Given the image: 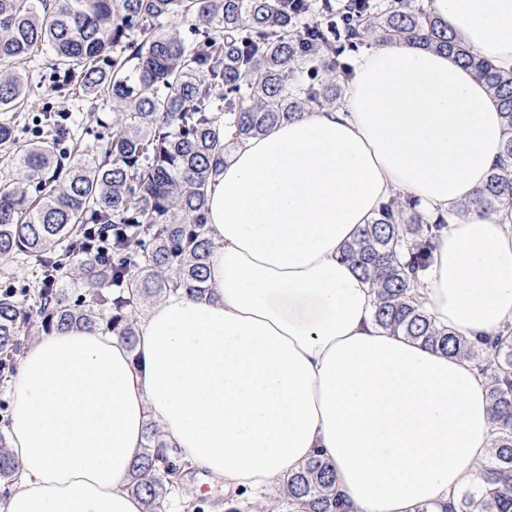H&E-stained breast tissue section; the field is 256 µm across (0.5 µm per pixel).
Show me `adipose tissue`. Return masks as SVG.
<instances>
[{"instance_id": "obj_1", "label": "adipose tissue", "mask_w": 512, "mask_h": 512, "mask_svg": "<svg viewBox=\"0 0 512 512\" xmlns=\"http://www.w3.org/2000/svg\"><path fill=\"white\" fill-rule=\"evenodd\" d=\"M468 49L512 71V0H430ZM504 139L486 86L401 43L354 65L344 101L279 123L207 187L200 297L144 315L136 348L97 329L39 337L12 384L5 512H144L129 488L148 424L225 494L309 459L356 512H417L471 484L494 430L475 367L379 326L342 250L396 193L433 212L482 187ZM476 341L512 326V205L439 232L417 290Z\"/></svg>"}]
</instances>
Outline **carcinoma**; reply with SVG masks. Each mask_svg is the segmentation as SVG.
I'll return each instance as SVG.
<instances>
[{
  "label": "carcinoma",
  "instance_id": "carcinoma-1",
  "mask_svg": "<svg viewBox=\"0 0 512 512\" xmlns=\"http://www.w3.org/2000/svg\"><path fill=\"white\" fill-rule=\"evenodd\" d=\"M413 0H0V147L18 180L0 184V259L29 265L24 290H0V379L32 340L96 328L135 346L142 304L206 290L212 243L206 189L243 140L334 106L353 76L348 59L372 44L448 51L484 82L503 115L502 159L465 205L434 214L409 196L383 204L344 258L376 293V322L472 363L486 379L495 437L477 479L443 512H512V333L481 343L438 327L416 298L435 229L512 203V71L460 45ZM316 12L319 24L302 25ZM187 26V32L177 26ZM48 54L55 92L91 104L81 126L43 116L29 140L13 117L28 96L21 66ZM112 110V121L100 112ZM78 268V291L58 285ZM32 295L35 305L25 306ZM0 433V507L16 461ZM184 461L151 426L130 488L146 512L179 487ZM302 512H347L334 472L313 458L288 476Z\"/></svg>",
  "mask_w": 512,
  "mask_h": 512
}]
</instances>
